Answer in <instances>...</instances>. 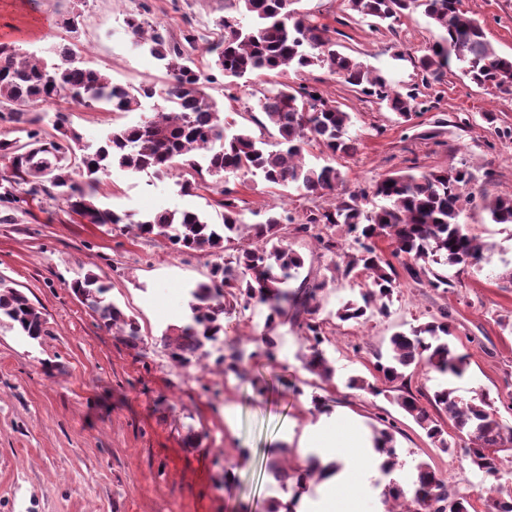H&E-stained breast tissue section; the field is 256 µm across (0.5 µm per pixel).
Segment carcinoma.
Listing matches in <instances>:
<instances>
[{
	"label": "carcinoma",
	"mask_w": 512,
	"mask_h": 512,
	"mask_svg": "<svg viewBox=\"0 0 512 512\" xmlns=\"http://www.w3.org/2000/svg\"><path fill=\"white\" fill-rule=\"evenodd\" d=\"M296 0H224V16L218 21L220 38L199 48L195 35L183 41L171 39L159 23L142 14L126 20L128 33L162 62L168 81L159 90L153 83L136 88L116 83L106 72L75 64L70 57L50 62L22 55L9 42H0V123L14 125L25 139H0V158L12 162L0 171V194L15 202L44 195L60 201L69 214L89 224H123L137 235L162 236L178 251H206L220 262L211 268L209 281L192 292L191 321L170 325L161 341L171 359L181 366L198 364L210 356L207 346L227 334L224 316L236 307L253 303L266 307V327L274 329L289 318L309 342L302 368L327 381L334 377L322 344L327 341L323 322L317 319L318 293L325 282L303 280L295 290L288 283L299 278L303 258L288 244V225L281 214L267 210L264 220L245 222L236 191L224 185V176L259 177L264 182L292 189L305 197L321 199L333 194L343 182L341 172L325 165L305 162L306 146L315 142L331 154L349 155L356 150L349 134L351 116L319 88L305 81H273L261 92L257 108L277 132L269 142L253 136L207 92L221 74L232 85L239 80L291 70L304 75L314 68L327 69L354 91L373 98L407 121L417 112V95L402 93L379 69L333 48L329 28L311 22L297 9ZM361 19L375 27L393 25L414 10H421L439 32L429 53L419 60L423 80L438 81L457 64L463 76L477 86L493 85L512 94V56L496 52L481 23L460 9V0H348ZM81 14L69 13L56 20V27L78 34ZM161 97L168 106L136 123L116 127L96 145H84L79 133L67 125L63 111L56 113L55 133L41 127V116L33 105L59 102L88 110L137 112L146 99ZM119 169L133 174L165 177L173 170L184 178L189 190L213 178L223 223L215 224L203 213L192 210L161 211L135 220L98 203L102 178ZM373 196L386 204L365 208L368 195L352 194L328 206L309 211L295 230L308 232L318 227L342 228L351 237L350 250L343 252V265L329 268L348 277L363 275L368 288L360 299L349 300L336 309L342 322L366 323L370 316L388 314L397 288L396 271L378 241L388 238L391 255L403 259L409 277L431 288L448 290L447 272L433 266H478L487 249L480 238L461 222L463 205L479 202L493 224H512V196L488 195L476 185L466 167L388 175L373 188ZM74 294L107 327H119L123 340L132 347L141 341L137 321L106 298L109 288L90 274L71 285ZM15 323L26 336L37 339L46 333V319L12 283L0 277V317ZM452 336L448 314L398 332L390 337L386 353L376 354L373 379L351 376L347 387L380 395L378 383L401 382L398 407L444 452L460 453L477 472L498 474L496 454L512 445V427L498 418L489 394L481 392L466 401L455 389L440 384L424 406L408 386V375L426 369L446 378H460L470 365V356L449 341ZM224 374L242 376V351L234 341L217 360ZM373 438L387 456L385 473L398 465L396 426L378 417ZM451 423L458 440H448L442 421ZM288 449L268 462V470L282 488L298 473L285 512H294L298 498L309 490L307 482L321 480L322 466L315 457L306 459L297 471L288 468ZM485 497V512H512V489L492 484ZM382 502H401L399 509L386 512H469L470 502L455 486L426 461L414 466L411 490L396 482L381 492Z\"/></svg>",
	"instance_id": "obj_1"
}]
</instances>
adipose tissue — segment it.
Listing matches in <instances>:
<instances>
[{
    "label": "adipose tissue",
    "mask_w": 512,
    "mask_h": 512,
    "mask_svg": "<svg viewBox=\"0 0 512 512\" xmlns=\"http://www.w3.org/2000/svg\"><path fill=\"white\" fill-rule=\"evenodd\" d=\"M300 456L315 455L321 464L336 462L323 483L316 512H361V491L384 461L362 427L343 415L310 430L299 445Z\"/></svg>",
    "instance_id": "1"
}]
</instances>
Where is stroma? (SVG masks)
I'll list each match as a JSON object with an SVG mask.
<instances>
[{"label": "stroma", "mask_w": 512, "mask_h": 512, "mask_svg": "<svg viewBox=\"0 0 512 512\" xmlns=\"http://www.w3.org/2000/svg\"><path fill=\"white\" fill-rule=\"evenodd\" d=\"M300 13L327 25L337 50L359 53L373 67L390 71L400 85L416 88L422 112L399 120L374 99L352 92L338 76L316 68L306 75L350 112V133L359 148L330 156L311 144L310 164H330L343 175L340 193L370 190L385 175L466 165L492 195H512V95L479 87L452 70L423 84L417 60L437 32L418 11L393 29H375L348 7L347 0H298ZM462 10L484 26L496 50L512 55V0H461ZM78 12L82 24L75 61L106 71L115 82L161 83L165 70L146 47L132 42L125 24L133 13L163 25L174 39L194 31L199 43L218 37L224 0H0V40L22 53L52 58L68 33L53 26L60 15ZM258 78L211 95L225 112H256ZM152 113L83 110L68 124L84 144L95 145L112 128ZM245 212L270 206L302 218L317 200L270 187L258 179L230 177ZM213 189L184 191L179 176L161 179L120 171L104 178L103 207L141 217L160 210L191 209L221 223ZM491 245L481 267L449 269V289H434L399 272L390 312L362 325L338 320L342 301L367 287L354 276L320 292L319 317L326 355L336 369L333 384L307 385L301 360L308 344L286 321L267 330L259 304L236 310L224 324L228 339L242 337L245 378L225 374L215 359L223 344L211 346L207 367L175 364L161 341L168 325L189 322L191 292L208 281L214 256L179 252L163 237H140L112 224H83L61 202L38 199L14 204L0 200V276L11 280L41 312L47 334L22 336L0 320V512H267L270 500L288 499L266 469L270 451L285 447L300 462L298 443L325 412L346 410L365 430L379 417L393 419L404 465L399 482L411 476L413 461L425 460L466 493L470 512H483L481 474L459 455L435 448L425 432L390 398L351 390V375H369L375 354L386 351L399 331L447 312L458 348L470 353L463 378L450 380L463 399L488 392L500 417L512 425V225L493 224L478 206L463 217ZM290 248L304 260L301 276L321 279L336 254L314 233H293ZM94 275L114 301L136 319L138 347L128 346L73 294V280ZM273 335V358L263 336Z\"/></svg>", "instance_id": "35a3bbf8"}]
</instances>
